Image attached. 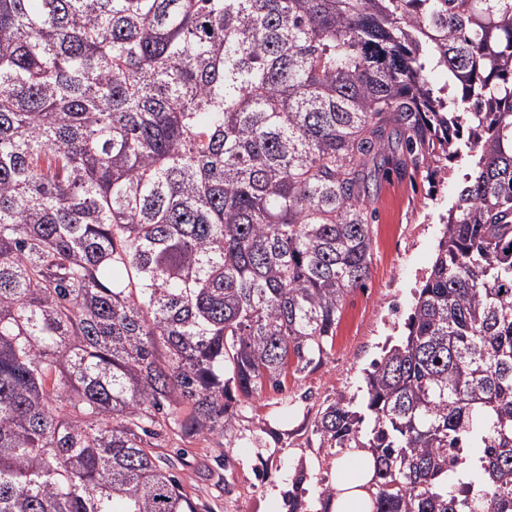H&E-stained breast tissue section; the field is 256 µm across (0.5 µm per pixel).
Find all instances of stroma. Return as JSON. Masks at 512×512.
<instances>
[{
	"label": "stroma",
	"instance_id": "stroma-1",
	"mask_svg": "<svg viewBox=\"0 0 512 512\" xmlns=\"http://www.w3.org/2000/svg\"><path fill=\"white\" fill-rule=\"evenodd\" d=\"M378 181L370 276L347 296L323 365L289 380L285 393L268 388L238 407L231 439H165L164 453L186 461L180 469L186 493L212 512H281L296 469L307 473L311 500L323 488L322 477L335 474L334 464L306 445L316 412L338 395L357 393L382 346L404 333L441 236L439 215L453 195L450 185L401 179L391 170L380 171Z\"/></svg>",
	"mask_w": 512,
	"mask_h": 512
}]
</instances>
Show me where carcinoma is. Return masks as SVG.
I'll return each mask as SVG.
<instances>
[{"label": "carcinoma", "mask_w": 512, "mask_h": 512, "mask_svg": "<svg viewBox=\"0 0 512 512\" xmlns=\"http://www.w3.org/2000/svg\"><path fill=\"white\" fill-rule=\"evenodd\" d=\"M388 165L452 203L313 434L370 512H512V0H0V512H209L159 439L328 357Z\"/></svg>", "instance_id": "cac0c4a2"}]
</instances>
